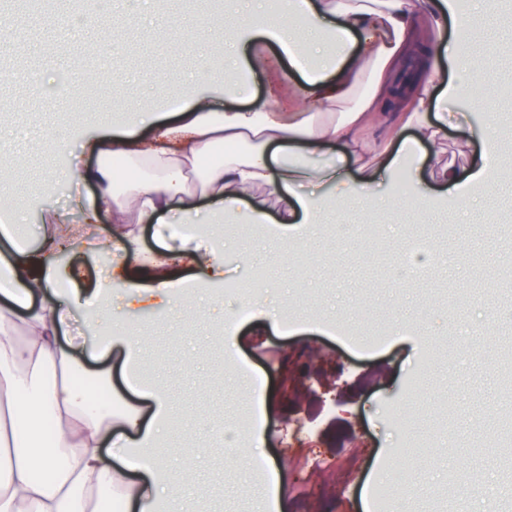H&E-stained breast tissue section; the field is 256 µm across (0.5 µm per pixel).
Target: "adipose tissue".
<instances>
[{"label": "adipose tissue", "instance_id": "adipose-tissue-1", "mask_svg": "<svg viewBox=\"0 0 512 512\" xmlns=\"http://www.w3.org/2000/svg\"><path fill=\"white\" fill-rule=\"evenodd\" d=\"M490 21L488 12L463 10L459 0H280L276 13L256 9L232 34L230 67L224 92L211 99L199 83L185 85L178 111L149 112L131 126L101 125L85 132L84 147L101 165L76 167L70 179L90 182L96 193L82 205L83 221L97 223L108 212L116 224H149L172 217L182 224H220L225 211H239L253 223L273 220L296 226L312 221V201L301 185L329 186L336 200L352 204L368 198L399 157L413 160L419 185L436 181L461 207H469L468 187H495L492 152L468 167L428 163L447 138L448 115L434 109L436 95L458 96L449 71L472 78L479 65L467 43L473 31ZM452 42L429 48L427 33ZM272 42L256 50V38ZM418 62L406 91L404 111L382 106L394 90V77L406 57ZM300 71L304 93L291 111L281 106L278 86L251 107L241 106L248 73L274 71L279 62ZM371 82H363L365 71ZM412 138H402L404 129ZM217 146L229 155L211 165L198 188L189 175L200 158ZM341 152L338 166L315 165L327 148ZM148 158L156 175L134 182L124 197L113 193L107 160ZM353 168H346L345 159ZM43 249L29 255L13 249L5 265L8 288L0 290V512H86L89 499L111 501L123 490L131 512H155L163 490L179 488L178 473H163L151 457L162 430L165 408L150 393L153 414L145 423L126 417L139 437L125 468L107 451L109 426L83 413L84 387L71 382L73 354L59 342L66 306L65 278L57 254L74 238L57 217ZM40 296L32 306V296ZM23 324L25 343L9 334Z\"/></svg>", "mask_w": 512, "mask_h": 512}]
</instances>
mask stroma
I'll list each match as a JSON object with an SVG mask.
<instances>
[{
    "instance_id": "stroma-1",
    "label": "stroma",
    "mask_w": 512,
    "mask_h": 512,
    "mask_svg": "<svg viewBox=\"0 0 512 512\" xmlns=\"http://www.w3.org/2000/svg\"><path fill=\"white\" fill-rule=\"evenodd\" d=\"M211 3L112 0L101 23L112 31L104 56L86 50L99 25L63 29L89 11V0H0V17L12 22L0 41V70L13 75L0 84V143L16 157L0 211L22 227L21 244L32 254L54 213L77 227L81 242L65 269L81 300L70 304L60 342L81 356L75 376L90 378L88 407L102 420L116 403L145 417L151 406L125 385L122 349L97 362L83 358L96 332L92 290L103 277L140 269L144 255L175 252L183 242L176 224L134 225L137 250L122 268L111 267L99 242L112 218L83 223L73 202L95 188L68 183L66 168L80 159L82 131L170 111L154 95V78L176 85L207 68L215 76L203 91L222 94L216 73L229 49ZM496 6L470 44L484 61L478 100L461 96L436 107L474 124L493 112L512 129V54L498 46L512 33V0ZM92 72L100 89L86 81ZM61 74L71 91L51 94L50 81ZM412 182L403 165L363 205L342 210L323 195L326 215L343 221L329 234L226 215L233 231L222 239L223 280L171 267L180 281L174 304L130 307L125 289H113L114 333L142 342L144 386L159 391L166 407L153 456L189 480L170 495L167 512H262L256 455L275 468L288 512H512L503 447L488 441L512 416V384L503 379L512 358V249L501 232L512 213V181L494 196L474 191L468 210L429 188L434 202L420 218L397 191ZM411 235L440 257L422 275L402 264ZM247 299L254 302L249 317L224 339L226 309ZM228 353L235 365L226 364ZM241 364L265 381L258 401L249 398ZM254 414L257 449L228 451L225 426L245 427ZM386 479L394 493L374 503L370 487ZM476 486L482 495H472Z\"/></svg>"
}]
</instances>
